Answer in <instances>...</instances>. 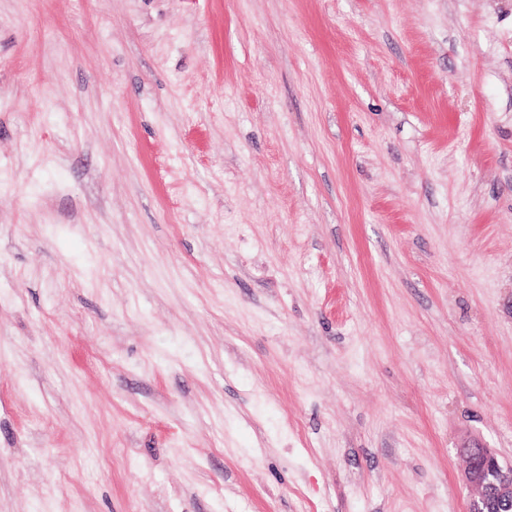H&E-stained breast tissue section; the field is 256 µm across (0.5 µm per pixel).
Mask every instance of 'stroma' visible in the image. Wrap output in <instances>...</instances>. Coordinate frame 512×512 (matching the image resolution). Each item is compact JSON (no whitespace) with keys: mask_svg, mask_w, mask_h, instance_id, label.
I'll return each instance as SVG.
<instances>
[{"mask_svg":"<svg viewBox=\"0 0 512 512\" xmlns=\"http://www.w3.org/2000/svg\"><path fill=\"white\" fill-rule=\"evenodd\" d=\"M512 465V0H0V512H467ZM465 459L463 483L472 491L468 512H496L512 503V467L503 465L497 455L484 446L465 444L460 448Z\"/></svg>","mask_w":512,"mask_h":512,"instance_id":"35a3bbf8","label":"stroma"}]
</instances>
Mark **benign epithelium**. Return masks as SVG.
Listing matches in <instances>:
<instances>
[{
    "instance_id": "obj_1",
    "label": "benign epithelium",
    "mask_w": 512,
    "mask_h": 512,
    "mask_svg": "<svg viewBox=\"0 0 512 512\" xmlns=\"http://www.w3.org/2000/svg\"><path fill=\"white\" fill-rule=\"evenodd\" d=\"M460 454L465 459L463 483L472 491L468 512H495L512 504L511 466L484 446L466 444Z\"/></svg>"
}]
</instances>
